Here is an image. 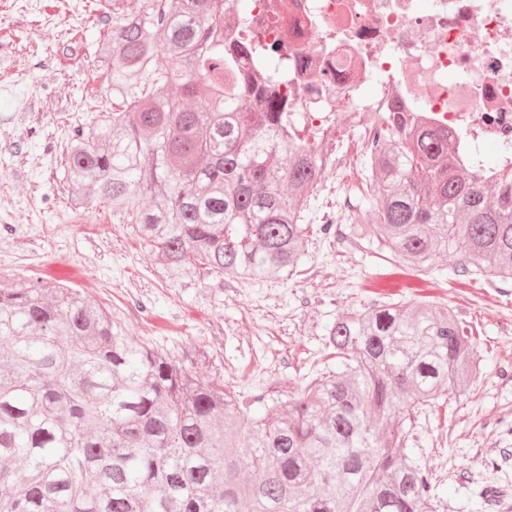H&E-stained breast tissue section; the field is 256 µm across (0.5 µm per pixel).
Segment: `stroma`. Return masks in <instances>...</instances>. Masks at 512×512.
<instances>
[{"label":"stroma","instance_id":"stroma-1","mask_svg":"<svg viewBox=\"0 0 512 512\" xmlns=\"http://www.w3.org/2000/svg\"><path fill=\"white\" fill-rule=\"evenodd\" d=\"M27 21L0 30V288L30 279L79 289L134 341L182 359L205 352L204 373L254 397L286 380H307L336 359L325 345L338 315L373 303L423 298L456 306L477 330L487 377L440 398L413 423L410 446L435 482L437 512H512V283L455 275L456 257L417 280L411 271L348 234L366 223L356 188L348 223L311 237L309 258L288 282L224 284L188 273L170 280L157 252L106 207L77 213L68 204L60 156L76 109L94 111L106 89L88 68L111 23L66 24L54 0H0ZM499 497L484 501L483 489Z\"/></svg>","mask_w":512,"mask_h":512}]
</instances>
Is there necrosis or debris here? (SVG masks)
<instances>
[{
	"label": "necrosis or debris",
	"instance_id": "necrosis-or-debris-1",
	"mask_svg": "<svg viewBox=\"0 0 512 512\" xmlns=\"http://www.w3.org/2000/svg\"><path fill=\"white\" fill-rule=\"evenodd\" d=\"M250 20L281 39L292 98L312 125L341 105L416 109L461 136V156L495 143L512 167V0H253ZM355 137L359 150L337 157L335 181L320 185L327 209L361 173L369 139Z\"/></svg>",
	"mask_w": 512,
	"mask_h": 512
}]
</instances>
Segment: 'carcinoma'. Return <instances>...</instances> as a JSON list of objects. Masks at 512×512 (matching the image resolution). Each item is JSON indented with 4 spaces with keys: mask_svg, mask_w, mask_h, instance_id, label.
Segmentation results:
<instances>
[{
    "mask_svg": "<svg viewBox=\"0 0 512 512\" xmlns=\"http://www.w3.org/2000/svg\"><path fill=\"white\" fill-rule=\"evenodd\" d=\"M225 0H94L112 19L93 66L101 110L66 150L71 209L103 204L165 259L219 283L286 281L308 257L307 213L350 130L309 126L278 41ZM193 106H186V102ZM358 186L370 224L350 235L419 278L512 281V169L493 193L457 161L459 138L421 112H366ZM336 370L249 399L128 339L76 288H0V512H436L412 456L414 418L485 379L472 325L446 302L344 313ZM252 477H244V473Z\"/></svg>",
    "mask_w": 512,
    "mask_h": 512,
    "instance_id": "cac0c4a2",
    "label": "carcinoma"
}]
</instances>
